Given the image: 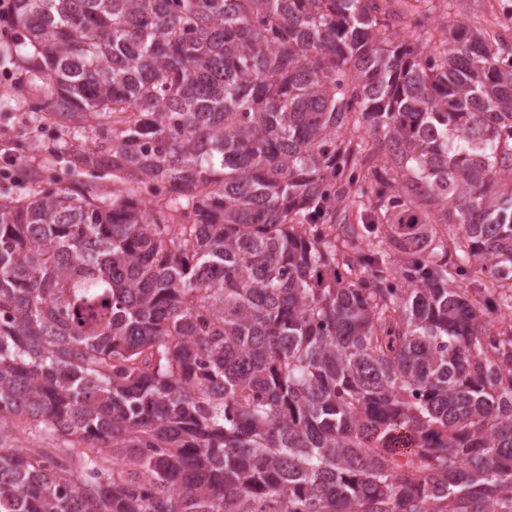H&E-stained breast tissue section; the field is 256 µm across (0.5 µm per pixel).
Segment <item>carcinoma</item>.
<instances>
[{"label": "carcinoma", "instance_id": "cac0c4a2", "mask_svg": "<svg viewBox=\"0 0 512 512\" xmlns=\"http://www.w3.org/2000/svg\"><path fill=\"white\" fill-rule=\"evenodd\" d=\"M387 2L12 0L0 512H512V40ZM87 136L91 133L62 125L48 112H34L26 92L0 96V188L11 187L17 194H33L47 186V180L58 178L67 182H92L99 193L111 196L112 176L84 167L73 171V159L65 149L58 148L64 142L89 146ZM20 140L25 142L24 151L17 150ZM18 169L27 170L32 183H13V174Z\"/></svg>", "mask_w": 512, "mask_h": 512}]
</instances>
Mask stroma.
<instances>
[{
    "label": "stroma",
    "mask_w": 512,
    "mask_h": 512,
    "mask_svg": "<svg viewBox=\"0 0 512 512\" xmlns=\"http://www.w3.org/2000/svg\"><path fill=\"white\" fill-rule=\"evenodd\" d=\"M398 13H422L428 28L445 32L459 19L476 18L483 28L512 38V9L499 0H396ZM85 132L62 125L48 113L33 111L27 93L0 96V188L26 195L46 186L49 179L92 182L99 193L111 195L112 178L103 172L73 167L63 143L85 142ZM24 169L31 181L17 183L13 175Z\"/></svg>",
    "instance_id": "stroma-1"
}]
</instances>
